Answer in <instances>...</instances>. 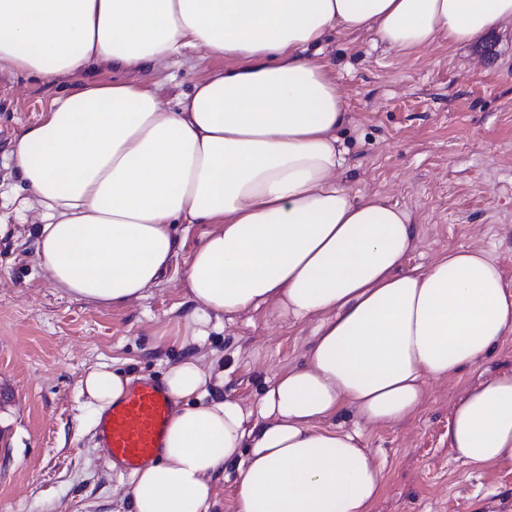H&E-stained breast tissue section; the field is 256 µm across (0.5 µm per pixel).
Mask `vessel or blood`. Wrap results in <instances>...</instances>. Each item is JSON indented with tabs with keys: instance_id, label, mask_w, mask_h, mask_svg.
<instances>
[{
	"instance_id": "1",
	"label": "vessel or blood",
	"mask_w": 512,
	"mask_h": 512,
	"mask_svg": "<svg viewBox=\"0 0 512 512\" xmlns=\"http://www.w3.org/2000/svg\"><path fill=\"white\" fill-rule=\"evenodd\" d=\"M174 405L160 382L133 381L126 396L105 410L95 426V436L108 458L132 472L156 459Z\"/></svg>"
}]
</instances>
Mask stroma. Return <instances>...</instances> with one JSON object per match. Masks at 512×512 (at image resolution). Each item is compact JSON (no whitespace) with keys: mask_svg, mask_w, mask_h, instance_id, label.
<instances>
[{"mask_svg":"<svg viewBox=\"0 0 512 512\" xmlns=\"http://www.w3.org/2000/svg\"><path fill=\"white\" fill-rule=\"evenodd\" d=\"M320 56L347 111L337 133L341 179L353 197L376 195L410 214L415 242L405 267H428L451 247L478 249L512 289V23L470 45L442 37L406 56L370 32L333 34ZM223 66L196 51L156 70L119 74L99 64L53 85L0 73V512H131L132 478L99 451L97 415L79 390L97 364L160 381L194 360L212 376L208 400L229 397L248 413L275 377L304 365L318 317L286 321L270 302L211 314L207 336L196 337L199 305L184 271L208 225L178 231L160 284L105 306L54 287L36 259L34 216L21 208L28 193L8 151L58 91L119 74L158 84L170 101ZM511 372L512 333L478 367L426 380L422 409L403 422L365 427L351 412L336 417L383 468L372 512H512V460L473 471L448 446L466 390Z\"/></svg>","mask_w":512,"mask_h":512,"instance_id":"35a3bbf8","label":"stroma"}]
</instances>
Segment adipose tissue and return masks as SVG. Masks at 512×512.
<instances>
[{"label":"adipose tissue","mask_w":512,"mask_h":512,"mask_svg":"<svg viewBox=\"0 0 512 512\" xmlns=\"http://www.w3.org/2000/svg\"><path fill=\"white\" fill-rule=\"evenodd\" d=\"M510 21L512 0H0V72L52 83L197 49L225 62L171 106L148 85H82L17 137L9 158L54 286L103 305L142 298L168 268L176 225L206 224L185 272L198 336L209 313L269 301L283 319H319L306 364L269 383L253 428L233 399L206 402L196 361L168 371L176 409L159 457L133 475L132 512H211V478L229 463L235 512H370L381 471L334 418L405 420L426 379L477 367L512 333V289L484 251L403 269L409 215L339 181L347 112L316 55L336 32L407 54ZM79 386L102 412L129 380L101 364ZM448 445L472 468L512 460V373L466 392Z\"/></svg>","instance_id":"adipose-tissue-1"}]
</instances>
